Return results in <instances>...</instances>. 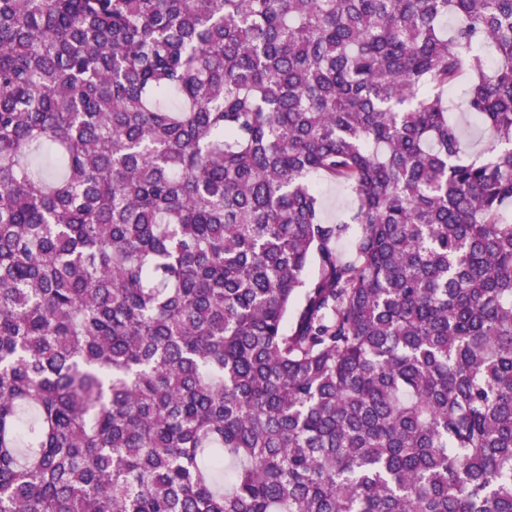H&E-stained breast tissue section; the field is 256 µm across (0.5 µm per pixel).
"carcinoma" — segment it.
Segmentation results:
<instances>
[{"instance_id": "obj_1", "label": "carcinoma", "mask_w": 512, "mask_h": 512, "mask_svg": "<svg viewBox=\"0 0 512 512\" xmlns=\"http://www.w3.org/2000/svg\"><path fill=\"white\" fill-rule=\"evenodd\" d=\"M510 212L512 0H0V512H512ZM321 192L324 197L325 215L328 219L335 218L336 214L349 202L345 193L336 184L322 183Z\"/></svg>"}]
</instances>
